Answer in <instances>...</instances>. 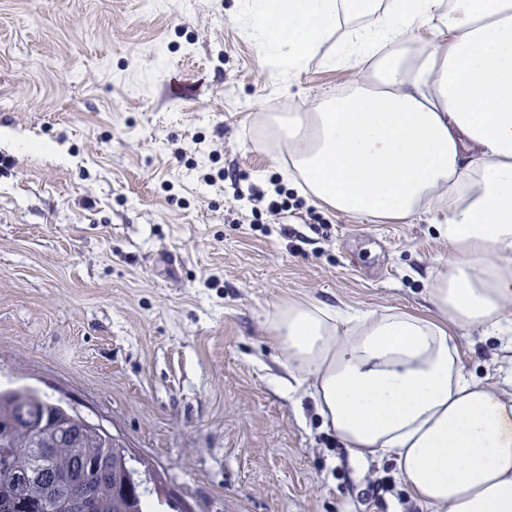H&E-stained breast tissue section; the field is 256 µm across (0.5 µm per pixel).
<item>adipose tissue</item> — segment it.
Instances as JSON below:
<instances>
[{"instance_id":"obj_1","label":"adipose tissue","mask_w":512,"mask_h":512,"mask_svg":"<svg viewBox=\"0 0 512 512\" xmlns=\"http://www.w3.org/2000/svg\"><path fill=\"white\" fill-rule=\"evenodd\" d=\"M247 18L285 68L343 20L377 58L374 80L315 111L266 116L283 178L340 213L406 219L420 209L450 248L435 313L338 318L278 306L269 331L290 391L313 399L350 458L392 456L427 512H512V396L459 367L458 329L512 332V0H249ZM419 54L403 45L421 31Z\"/></svg>"}]
</instances>
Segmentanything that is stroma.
<instances>
[{"label": "stroma", "instance_id": "35a3bbf8", "mask_svg": "<svg viewBox=\"0 0 512 512\" xmlns=\"http://www.w3.org/2000/svg\"><path fill=\"white\" fill-rule=\"evenodd\" d=\"M245 6L0 0V387L112 433L156 512H425L283 385L268 323L306 299L432 315L440 215L340 214L283 181L261 115L345 89L353 62L326 57L360 23L282 80ZM456 336L511 395L512 334Z\"/></svg>", "mask_w": 512, "mask_h": 512}]
</instances>
